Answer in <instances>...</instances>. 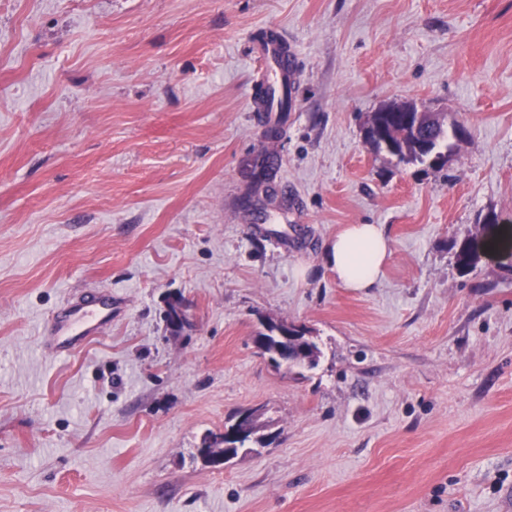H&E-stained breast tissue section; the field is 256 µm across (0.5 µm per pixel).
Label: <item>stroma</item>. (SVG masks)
<instances>
[{
    "instance_id": "obj_1",
    "label": "stroma",
    "mask_w": 512,
    "mask_h": 512,
    "mask_svg": "<svg viewBox=\"0 0 512 512\" xmlns=\"http://www.w3.org/2000/svg\"><path fill=\"white\" fill-rule=\"evenodd\" d=\"M391 101L467 129L447 167L366 143ZM347 224L393 243L364 292ZM85 294L111 327L47 353ZM267 318L317 366L259 354ZM252 408L265 440L206 465ZM0 512H512V0H0ZM281 38V43L274 42L266 45L258 56H256L263 67L264 71V84L270 85L273 88L278 89L284 80L285 72L282 70L279 50L280 47H284L288 51V39H286L281 33L278 34ZM296 63V55L293 51H288V80L284 84V96L280 100V112H288L289 108V97H288V83H290L291 91L294 85V69ZM392 253L381 224H347L330 241L327 263L344 288L363 291L379 283ZM260 420L261 412L259 409H249L239 413L232 424L225 425L224 432L210 434L206 441L211 448H200L204 452L208 465L223 467L233 458L224 454V449L232 446L227 441L245 438L252 441L257 434L264 431V426Z\"/></svg>"
}]
</instances>
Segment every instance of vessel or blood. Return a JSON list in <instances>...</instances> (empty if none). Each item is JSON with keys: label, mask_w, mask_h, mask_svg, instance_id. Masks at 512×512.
I'll return each instance as SVG.
<instances>
[{"label": "vessel or blood", "mask_w": 512, "mask_h": 512, "mask_svg": "<svg viewBox=\"0 0 512 512\" xmlns=\"http://www.w3.org/2000/svg\"><path fill=\"white\" fill-rule=\"evenodd\" d=\"M279 50V43L274 42L266 45L258 55L265 84L275 88L280 87L285 77ZM111 322V298L67 300L49 320L46 345L53 355L72 356L84 350L91 340L104 334Z\"/></svg>", "instance_id": "obj_1"}]
</instances>
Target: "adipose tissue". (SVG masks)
Listing matches in <instances>:
<instances>
[{
  "instance_id": "1",
  "label": "adipose tissue",
  "mask_w": 512,
  "mask_h": 512,
  "mask_svg": "<svg viewBox=\"0 0 512 512\" xmlns=\"http://www.w3.org/2000/svg\"><path fill=\"white\" fill-rule=\"evenodd\" d=\"M391 253L383 225L349 224L330 241L327 263L343 287L363 291L378 284Z\"/></svg>"
}]
</instances>
